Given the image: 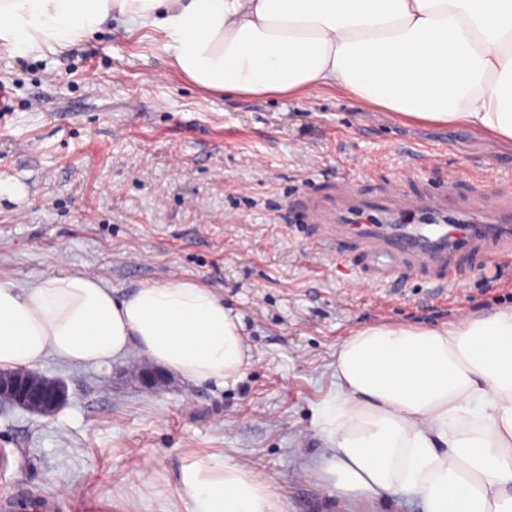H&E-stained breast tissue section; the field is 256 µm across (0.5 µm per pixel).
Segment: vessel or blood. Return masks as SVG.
Returning <instances> with one entry per match:
<instances>
[{
	"mask_svg": "<svg viewBox=\"0 0 512 512\" xmlns=\"http://www.w3.org/2000/svg\"><path fill=\"white\" fill-rule=\"evenodd\" d=\"M316 247L347 260L382 285L412 275L444 287L455 282L465 257L512 259V224L318 225Z\"/></svg>",
	"mask_w": 512,
	"mask_h": 512,
	"instance_id": "vessel-or-blood-1",
	"label": "vessel or blood"
}]
</instances>
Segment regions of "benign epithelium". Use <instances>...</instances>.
I'll return each mask as SVG.
<instances>
[{
	"label": "benign epithelium",
	"mask_w": 512,
	"mask_h": 512,
	"mask_svg": "<svg viewBox=\"0 0 512 512\" xmlns=\"http://www.w3.org/2000/svg\"><path fill=\"white\" fill-rule=\"evenodd\" d=\"M67 400L65 384L27 370L0 373V405L8 404L40 415L55 413Z\"/></svg>",
	"instance_id": "obj_1"
}]
</instances>
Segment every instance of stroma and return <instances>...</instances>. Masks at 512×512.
Masks as SVG:
<instances>
[{
	"label": "stroma",
	"instance_id": "stroma-1",
	"mask_svg": "<svg viewBox=\"0 0 512 512\" xmlns=\"http://www.w3.org/2000/svg\"><path fill=\"white\" fill-rule=\"evenodd\" d=\"M154 29L104 24L76 46L0 48V280L24 286L85 271L118 293L189 278L242 315L251 362L227 388L166 375L139 380L135 353L85 369L50 357L37 372L63 381L67 404L45 417L0 407V504L92 499L155 512L143 471L173 481L186 450L221 453L273 482L286 512H350L304 460L323 443L317 409L335 394L332 364L351 333L378 323L433 327L512 305V263L462 268L439 288L402 278L387 288L313 248L300 205H334L343 188L375 219L394 197L512 224V147L465 125L406 123L334 88L308 96L227 97L168 65ZM441 151L431 167L420 150ZM358 154L362 168L343 165Z\"/></svg>",
	"mask_w": 512,
	"mask_h": 512
}]
</instances>
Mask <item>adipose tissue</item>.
Wrapping results in <instances>:
<instances>
[{"instance_id": "1", "label": "adipose tissue", "mask_w": 512, "mask_h": 512, "mask_svg": "<svg viewBox=\"0 0 512 512\" xmlns=\"http://www.w3.org/2000/svg\"><path fill=\"white\" fill-rule=\"evenodd\" d=\"M166 38L171 66L235 96L333 87L401 120L512 144V0H0V43L63 49L111 17ZM241 315L190 279L121 295L98 276L0 281V369L101 368L137 351L187 380L236 384ZM324 442L304 473L337 498L416 495L423 512H512V306L437 327L372 325L336 350ZM158 512H286L272 482L188 452L175 485L135 475Z\"/></svg>"}]
</instances>
